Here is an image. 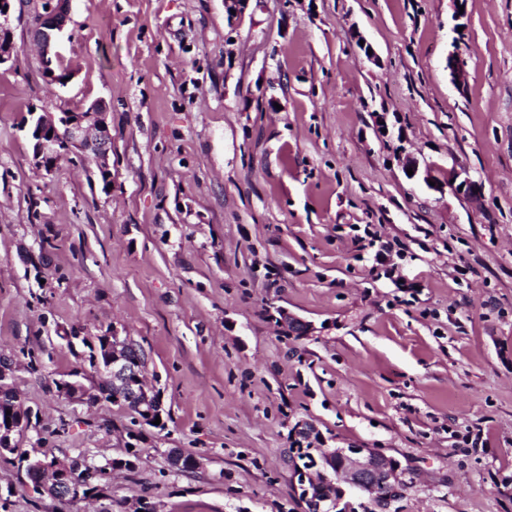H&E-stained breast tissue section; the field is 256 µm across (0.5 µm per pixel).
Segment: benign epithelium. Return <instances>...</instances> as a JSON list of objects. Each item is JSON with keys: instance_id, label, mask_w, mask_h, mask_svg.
I'll return each instance as SVG.
<instances>
[{"instance_id": "obj_1", "label": "benign epithelium", "mask_w": 512, "mask_h": 512, "mask_svg": "<svg viewBox=\"0 0 512 512\" xmlns=\"http://www.w3.org/2000/svg\"><path fill=\"white\" fill-rule=\"evenodd\" d=\"M71 0H58L42 15L32 9V22L35 39L38 43L42 62L51 66L60 60L57 51L59 34L62 32L70 11ZM0 23V65L10 61L13 50V31L9 24V12L3 14ZM38 139L34 158L36 164L51 173L52 168L45 167V160L80 150L93 156L96 170L93 174L105 173L112 177L109 154L112 142L107 132L104 107L94 102L79 112H63L56 117L50 112L32 113ZM448 187L458 194H468L473 185L462 172L448 170ZM101 371L110 376L116 385L128 376L127 347L125 338L112 330V349L107 354ZM139 397L140 419L153 418L156 407L161 405L160 398L154 396L155 390L142 386L136 388ZM22 426H0V458L16 452L14 444ZM315 465L306 470L300 468L295 473L298 489L303 492V503L309 504L305 512H358L365 508L347 494V490L366 492L371 497L380 498L383 510H388L403 492L404 472L398 462L380 454L371 448H318ZM27 470L39 476H50L48 480H39L38 485L51 497L59 500H76L84 496L90 479H83L74 470L68 458L27 457Z\"/></svg>"}]
</instances>
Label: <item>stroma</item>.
Segmentation results:
<instances>
[{"label":"stroma","mask_w":512,"mask_h":512,"mask_svg":"<svg viewBox=\"0 0 512 512\" xmlns=\"http://www.w3.org/2000/svg\"><path fill=\"white\" fill-rule=\"evenodd\" d=\"M11 27L0 356L39 419L18 450L137 460L71 501L0 460V512H303L301 422L401 463L390 512H512V0H250L234 23L224 0H72L64 86L28 10ZM95 101L106 194L81 154L39 170L26 124ZM112 326L163 403L134 444L126 407L56 388L100 381L65 332Z\"/></svg>","instance_id":"stroma-1"}]
</instances>
